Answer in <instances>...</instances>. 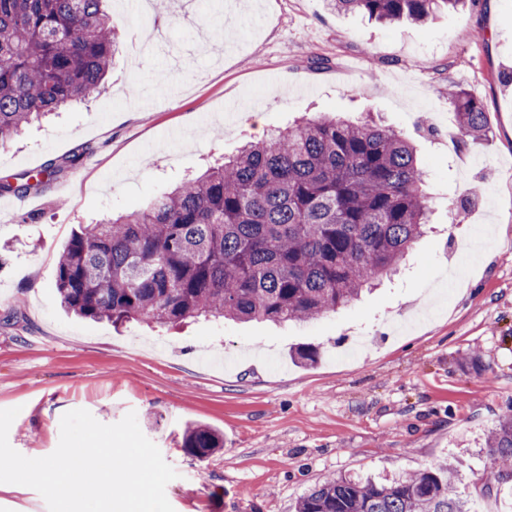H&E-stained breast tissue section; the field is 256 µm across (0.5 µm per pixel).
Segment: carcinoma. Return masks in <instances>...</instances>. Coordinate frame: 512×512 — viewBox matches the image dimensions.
<instances>
[{
	"instance_id": "cac0c4a2",
	"label": "carcinoma",
	"mask_w": 512,
	"mask_h": 512,
	"mask_svg": "<svg viewBox=\"0 0 512 512\" xmlns=\"http://www.w3.org/2000/svg\"><path fill=\"white\" fill-rule=\"evenodd\" d=\"M381 22H424L463 0H329ZM102 0H0V145L98 92L118 49ZM464 144L486 136L481 102L451 94ZM81 155L50 162L0 193L39 191ZM415 149L388 126L307 118L246 142L221 164L115 219L87 224L57 261L56 288L80 318L168 325L209 316L307 322L397 270L429 225ZM492 472L512 473V415L488 432ZM224 435L194 423L183 448L203 461ZM296 512H471L441 464L377 482L331 478Z\"/></svg>"
}]
</instances>
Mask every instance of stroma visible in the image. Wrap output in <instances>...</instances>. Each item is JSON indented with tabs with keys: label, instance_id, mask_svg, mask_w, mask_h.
<instances>
[{
	"label": "stroma",
	"instance_id": "stroma-1",
	"mask_svg": "<svg viewBox=\"0 0 512 512\" xmlns=\"http://www.w3.org/2000/svg\"><path fill=\"white\" fill-rule=\"evenodd\" d=\"M131 2H104L121 47L104 94L0 145V179L85 153L32 204L0 194L10 445L45 457L66 412L113 424L132 411L177 473L165 489L174 512H294L327 479L383 480L455 458L473 512H512L511 487L482 491L486 435L512 414V0L392 25L324 0ZM451 87L486 112L488 135L465 148ZM320 112L372 115L417 147L432 228L398 274L300 325L115 326L61 307L57 260L79 225ZM189 422L218 429L223 449L188 455Z\"/></svg>",
	"mask_w": 512,
	"mask_h": 512
}]
</instances>
